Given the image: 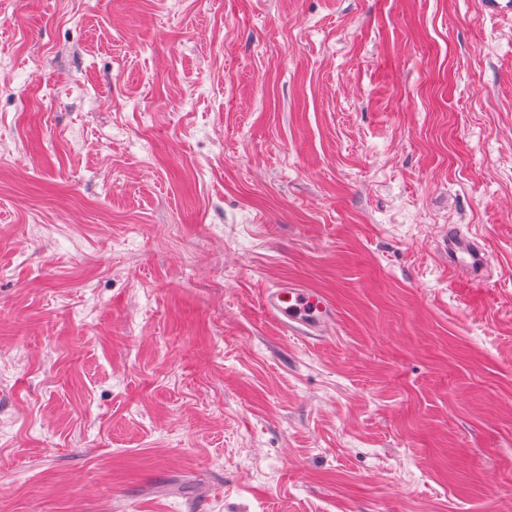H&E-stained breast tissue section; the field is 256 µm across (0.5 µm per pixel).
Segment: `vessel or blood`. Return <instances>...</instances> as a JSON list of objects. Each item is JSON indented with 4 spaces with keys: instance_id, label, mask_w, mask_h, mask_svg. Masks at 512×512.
Segmentation results:
<instances>
[{
    "instance_id": "b4317fda",
    "label": "vessel or blood",
    "mask_w": 512,
    "mask_h": 512,
    "mask_svg": "<svg viewBox=\"0 0 512 512\" xmlns=\"http://www.w3.org/2000/svg\"><path fill=\"white\" fill-rule=\"evenodd\" d=\"M441 251L448 258L451 272L466 274L478 283L483 281L488 257L477 238L449 226ZM263 302L287 334L302 340L324 337L336 323V309L325 297L293 281L265 290Z\"/></svg>"
}]
</instances>
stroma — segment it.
Masks as SVG:
<instances>
[{
    "instance_id": "stroma-1",
    "label": "stroma",
    "mask_w": 512,
    "mask_h": 512,
    "mask_svg": "<svg viewBox=\"0 0 512 512\" xmlns=\"http://www.w3.org/2000/svg\"><path fill=\"white\" fill-rule=\"evenodd\" d=\"M1 55L0 512H512V20L0 0ZM441 251L448 256V269L453 273L468 275L475 282H482L488 267V257L479 240L458 226L449 225L443 238ZM263 302L284 331L301 340L322 338L336 324L335 307L325 297L293 281L266 289Z\"/></svg>"
}]
</instances>
